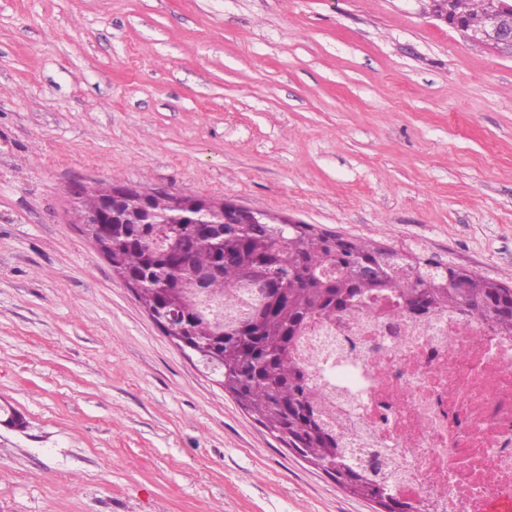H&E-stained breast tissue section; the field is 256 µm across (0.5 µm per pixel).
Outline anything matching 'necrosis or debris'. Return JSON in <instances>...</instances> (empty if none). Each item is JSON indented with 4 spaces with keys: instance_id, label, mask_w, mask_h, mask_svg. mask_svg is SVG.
<instances>
[{
    "instance_id": "1",
    "label": "necrosis or debris",
    "mask_w": 512,
    "mask_h": 512,
    "mask_svg": "<svg viewBox=\"0 0 512 512\" xmlns=\"http://www.w3.org/2000/svg\"><path fill=\"white\" fill-rule=\"evenodd\" d=\"M347 457L382 454L408 512L512 507V335L462 309L373 295L311 319L291 348Z\"/></svg>"
}]
</instances>
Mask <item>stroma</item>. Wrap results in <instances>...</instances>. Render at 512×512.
<instances>
[{"mask_svg": "<svg viewBox=\"0 0 512 512\" xmlns=\"http://www.w3.org/2000/svg\"><path fill=\"white\" fill-rule=\"evenodd\" d=\"M111 181L512 285V54L429 0H0V512H374L73 224Z\"/></svg>", "mask_w": 512, "mask_h": 512, "instance_id": "stroma-1", "label": "stroma"}]
</instances>
